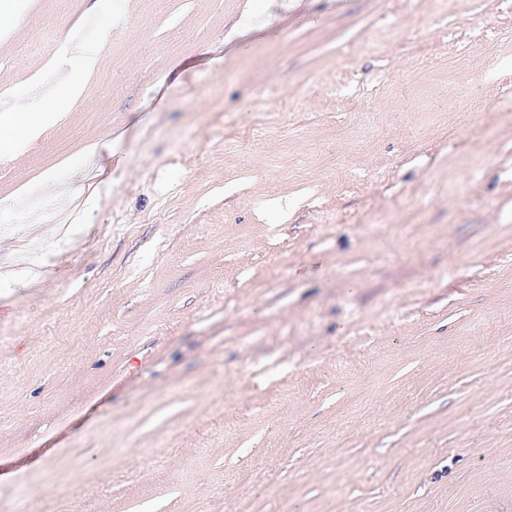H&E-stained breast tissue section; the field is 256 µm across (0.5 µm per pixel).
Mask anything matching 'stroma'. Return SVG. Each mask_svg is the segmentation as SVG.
<instances>
[{
	"instance_id": "1",
	"label": "stroma",
	"mask_w": 512,
	"mask_h": 512,
	"mask_svg": "<svg viewBox=\"0 0 512 512\" xmlns=\"http://www.w3.org/2000/svg\"><path fill=\"white\" fill-rule=\"evenodd\" d=\"M0 11V512H512V0ZM96 61L95 51L86 49L83 53L82 68L78 73H71L65 80L57 96V106L51 111L38 115L31 112L0 117L1 151L6 150L17 139H33L40 135L44 125L54 121L61 112H67L73 101L85 91L86 77Z\"/></svg>"
}]
</instances>
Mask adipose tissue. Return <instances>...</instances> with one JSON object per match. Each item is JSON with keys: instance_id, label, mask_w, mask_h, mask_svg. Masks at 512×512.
<instances>
[{"instance_id": "obj_1", "label": "adipose tissue", "mask_w": 512, "mask_h": 512, "mask_svg": "<svg viewBox=\"0 0 512 512\" xmlns=\"http://www.w3.org/2000/svg\"><path fill=\"white\" fill-rule=\"evenodd\" d=\"M95 61L96 54L94 50H85L80 72L70 74L65 80L62 90L57 97V106L54 110L37 115L23 112L0 117V146L6 148L15 140L38 137L44 125L54 121L59 113L68 111L72 102L83 95L86 77L93 69Z\"/></svg>"}]
</instances>
